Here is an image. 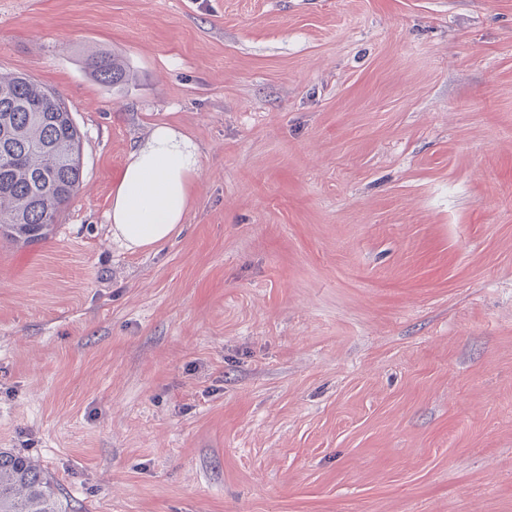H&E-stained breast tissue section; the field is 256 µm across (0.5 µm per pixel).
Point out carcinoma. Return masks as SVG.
<instances>
[{"mask_svg":"<svg viewBox=\"0 0 512 512\" xmlns=\"http://www.w3.org/2000/svg\"><path fill=\"white\" fill-rule=\"evenodd\" d=\"M85 68L110 88L130 80L124 60L98 52ZM81 129L54 90L23 73H0V233L45 236L83 177ZM0 512H63L53 481L31 458L0 450Z\"/></svg>","mask_w":512,"mask_h":512,"instance_id":"cac0c4a2","label":"carcinoma"}]
</instances>
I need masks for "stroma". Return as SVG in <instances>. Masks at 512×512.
<instances>
[{
    "label": "stroma",
    "mask_w": 512,
    "mask_h": 512,
    "mask_svg": "<svg viewBox=\"0 0 512 512\" xmlns=\"http://www.w3.org/2000/svg\"><path fill=\"white\" fill-rule=\"evenodd\" d=\"M0 72L83 133L0 235V448L64 512H512V0H0ZM159 125L191 206L130 251ZM85 68L91 76L113 89L122 87L130 80L129 64L106 52L88 56L85 60ZM197 169L191 140L156 126L129 154L109 211L112 237L130 251L168 241L183 223L191 201V175Z\"/></svg>",
    "instance_id": "35a3bbf8"
}]
</instances>
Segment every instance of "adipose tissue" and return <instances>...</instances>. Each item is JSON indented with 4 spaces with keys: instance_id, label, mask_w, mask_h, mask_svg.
Returning <instances> with one entry per match:
<instances>
[{
    "instance_id": "1",
    "label": "adipose tissue",
    "mask_w": 512,
    "mask_h": 512,
    "mask_svg": "<svg viewBox=\"0 0 512 512\" xmlns=\"http://www.w3.org/2000/svg\"><path fill=\"white\" fill-rule=\"evenodd\" d=\"M195 148L174 129L155 127L134 148L113 193L109 211L113 238L131 251L168 241L183 223L191 201Z\"/></svg>"
}]
</instances>
